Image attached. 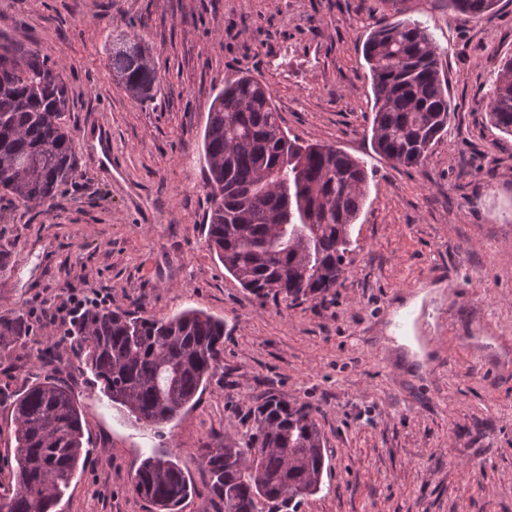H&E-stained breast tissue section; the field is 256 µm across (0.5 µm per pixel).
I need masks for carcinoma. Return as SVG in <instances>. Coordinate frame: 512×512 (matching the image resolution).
<instances>
[{
	"instance_id": "obj_1",
	"label": "carcinoma",
	"mask_w": 512,
	"mask_h": 512,
	"mask_svg": "<svg viewBox=\"0 0 512 512\" xmlns=\"http://www.w3.org/2000/svg\"><path fill=\"white\" fill-rule=\"evenodd\" d=\"M498 0H448L456 11L490 20ZM438 47L417 21L381 18L363 45L374 93L372 139L389 161L423 163L453 112ZM113 78L135 99L158 77L133 34L113 37ZM68 86L38 50L0 43V191L25 202L50 200L76 171L63 118ZM491 122L512 133V58L504 61L488 105ZM212 207L208 246L224 269L260 300L297 302L329 291L366 196L364 167L342 150L290 138L269 85L242 76L224 85L204 132ZM24 313L0 314V347L27 336ZM77 347L101 391L148 426L171 421L191 403L224 351V321L195 309L157 317L104 305L75 316L52 345ZM13 416L15 485L0 489V512H55L81 460L83 421L74 394L50 372L6 401ZM240 439L203 448L207 497L224 512H286L320 488L325 448L306 404L268 396ZM133 490L176 512L193 491L178 463L147 457Z\"/></svg>"
}]
</instances>
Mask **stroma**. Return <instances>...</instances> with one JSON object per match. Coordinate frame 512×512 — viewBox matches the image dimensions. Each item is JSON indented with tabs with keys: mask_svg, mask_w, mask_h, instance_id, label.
Listing matches in <instances>:
<instances>
[{
	"mask_svg": "<svg viewBox=\"0 0 512 512\" xmlns=\"http://www.w3.org/2000/svg\"><path fill=\"white\" fill-rule=\"evenodd\" d=\"M398 13L427 28L455 106L418 167L372 142L362 46L375 21ZM123 31L150 48L151 97L131 99L109 72ZM1 41L54 60L71 96L76 178L40 205L0 193L11 266L0 313H30L32 329L0 350V394L54 372L75 395L90 450L61 512H154L130 485L154 453L195 488L179 512H217L199 451L242 433L269 394L309 405L324 439L320 489L297 512H512V135L487 116L512 57V0L488 21L448 0H0ZM245 74L270 86L288 134L335 146L368 174L344 279L293 304L260 303L206 244L209 108ZM103 126L108 157L96 142ZM93 288L111 289L116 308H196L224 321L219 365L162 429L112 405L76 350L45 369L33 356L68 322L57 306ZM425 289L420 362L395 324Z\"/></svg>",
	"mask_w": 512,
	"mask_h": 512,
	"instance_id": "1",
	"label": "stroma"
}]
</instances>
